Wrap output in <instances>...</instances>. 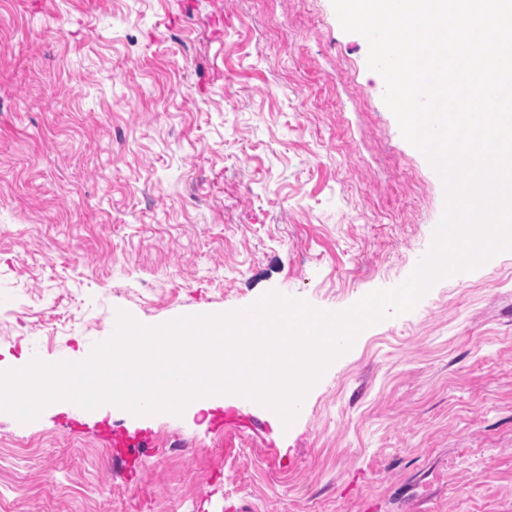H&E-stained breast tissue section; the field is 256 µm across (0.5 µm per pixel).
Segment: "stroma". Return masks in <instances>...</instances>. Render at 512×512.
Instances as JSON below:
<instances>
[{
  "instance_id": "obj_1",
  "label": "stroma",
  "mask_w": 512,
  "mask_h": 512,
  "mask_svg": "<svg viewBox=\"0 0 512 512\" xmlns=\"http://www.w3.org/2000/svg\"><path fill=\"white\" fill-rule=\"evenodd\" d=\"M332 0H0V366L404 281L444 187ZM0 412V512H512V252L263 405Z\"/></svg>"
}]
</instances>
